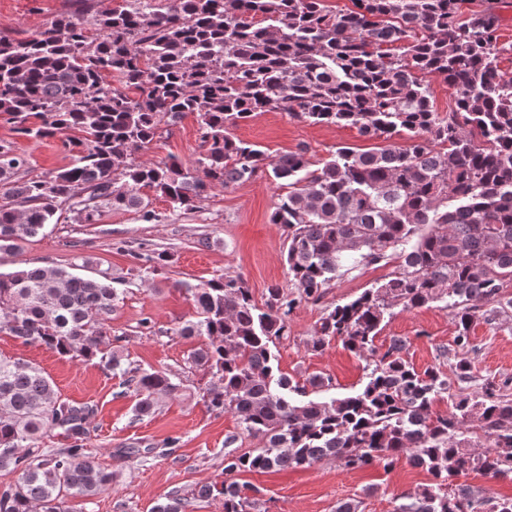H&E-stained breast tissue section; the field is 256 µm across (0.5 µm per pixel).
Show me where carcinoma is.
<instances>
[{
    "label": "carcinoma",
    "instance_id": "cac0c4a2",
    "mask_svg": "<svg viewBox=\"0 0 512 512\" xmlns=\"http://www.w3.org/2000/svg\"><path fill=\"white\" fill-rule=\"evenodd\" d=\"M485 2L466 13L465 0H352L344 12L323 0H120L66 12L29 38L0 33V120L20 136L60 138L73 158L22 179L27 157L0 142V254L63 221L96 224L107 210L155 220L150 191L192 211L213 189L267 171L283 189L269 221L286 233L297 295L274 285L260 307L239 275L181 284L193 315L172 333L205 338L188 357L211 376L204 403L262 442L249 455L224 453V479L198 485L193 498L220 496L224 512H251L259 489L237 481L243 472L327 457L350 469L405 460L434 484L398 497L394 512H512V498L448 490L467 470L512 479V399L489 381L453 394L439 369L405 359L403 340L376 345L396 308L446 303L461 349L476 314L490 324L512 314L502 296L512 288V72L499 68L512 45L499 43L501 17ZM432 78L456 92L444 115ZM273 111L352 126L384 145L339 146L316 167L304 148L270 161L231 129ZM188 114L204 143L192 165L140 159ZM379 263L392 271L328 310L311 339L315 351L336 339L368 359L365 381L337 394L329 378L301 384L283 374L276 348L295 304ZM89 264L0 270V332L124 377L134 416L149 417L182 379L132 368L112 348L107 321L120 292L108 274L83 273ZM444 395L451 410L439 414ZM91 412L60 399L40 368L0 356V470L16 475L0 490V512H73L72 500L112 484V471L86 453ZM56 430L70 444L40 447ZM475 439L483 451H471ZM189 506L171 491L152 512Z\"/></svg>",
    "mask_w": 512,
    "mask_h": 512
}]
</instances>
